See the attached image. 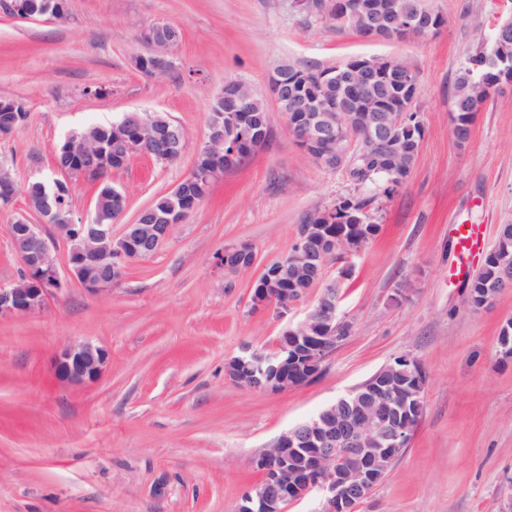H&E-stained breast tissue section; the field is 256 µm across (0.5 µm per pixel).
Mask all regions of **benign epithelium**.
Wrapping results in <instances>:
<instances>
[{
    "instance_id": "obj_1",
    "label": "benign epithelium",
    "mask_w": 512,
    "mask_h": 512,
    "mask_svg": "<svg viewBox=\"0 0 512 512\" xmlns=\"http://www.w3.org/2000/svg\"><path fill=\"white\" fill-rule=\"evenodd\" d=\"M0 10L23 20L38 17L60 18L65 14L57 2L38 14L24 12L21 0H0ZM325 17L331 21L355 22L360 34L377 39L421 38L439 30L444 18L424 9H408L382 0H330ZM140 41L147 52L134 59L135 66L153 78L170 74L172 50L178 43L177 29L167 23L141 30ZM493 50L481 49L469 61L470 74L453 100L451 112H475L481 100L506 88H512V27H499L492 40ZM279 109L286 116L298 147L315 163L323 165L334 158L347 156L345 139L356 126L364 139V149L371 155L385 151L399 164L407 151L394 149L400 119L412 111L418 84L414 72L390 59L357 57L338 68L310 79L289 64L277 66L269 82ZM255 92L245 82L229 79L213 102L224 111L208 117V140L204 151L214 159L226 156L231 162L235 152L226 147L243 141L250 151L261 148L269 138L267 129L245 130L244 121ZM0 110L13 115L12 121L0 124V135L7 136L19 128L26 106L20 100L0 101ZM119 129L130 138L128 156L161 157L172 162L179 158L187 142L180 127L155 118L147 112H127ZM79 162L76 167L55 165V172L66 180L56 186L71 189L70 179L94 188L112 183V150L82 133L73 132L55 146ZM223 175L216 167L200 182L194 170L183 182L202 183L201 192L187 200L181 185L171 190L177 204L157 224H127L120 237L112 236V225L103 219L88 223H71L66 228L53 227L46 234L40 224L24 219L8 225L14 252L22 265L20 277L9 287H0V318L29 314L41 310L52 291L62 287L55 251L58 241L67 244L68 275L82 288L102 295L119 281L128 262L153 255L168 238L173 227L186 218L206 197L213 181ZM19 189L10 169L0 164V199L12 202ZM329 258L309 250L301 239L283 260L266 273V287L254 291L258 305L272 303L286 313L306 300L305 294L288 287V268L320 264ZM345 323L339 316L336 285L322 291L303 320L289 326L270 353L246 350L233 358L230 366L235 381L254 390L286 391L297 386L288 377V365L303 366L311 377L321 372L325 356L336 349V325ZM109 361V352L92 341L63 344L52 357L56 376L69 385L96 381ZM404 376L414 378L413 386L399 390ZM426 376L417 360L402 357L387 369L350 390L314 417L281 433L256 460L263 479L244 493L239 512H284L290 501L312 495L319 501L314 512H353L355 503L374 489L377 472L386 469L393 449L401 446L412 430L408 404L421 400ZM349 460L337 468L339 458Z\"/></svg>"
}]
</instances>
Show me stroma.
<instances>
[{"mask_svg":"<svg viewBox=\"0 0 512 512\" xmlns=\"http://www.w3.org/2000/svg\"><path fill=\"white\" fill-rule=\"evenodd\" d=\"M436 33L365 38L311 17L296 0H69L63 20L0 13V96L27 120L0 138V162L18 187L50 174L54 147L73 131L128 112L182 126V155L136 157L113 171L126 198L121 235L139 211L194 167L211 100L236 78L267 102L272 136L215 180L204 202L158 251L131 262L109 293L66 281L45 307L0 319V512H238L262 475L256 458L395 358L417 360L427 383L411 440L355 512H506L512 502V358L498 344L512 319V288L472 310L466 284L512 223V91L478 111L465 145L452 135L456 75L468 53L512 21V0H427ZM178 28L174 70L149 78L133 65L139 29ZM353 57L400 61L417 75L423 130L407 182L377 196V234L346 263L339 312L352 330L314 381L259 391L230 379L244 348L272 350L305 306H256L253 285L286 256L303 220L353 195L346 168L314 164L272 102L280 64L328 68ZM105 86L102 98L87 95ZM39 223L24 198L0 208V286L21 273L8 226ZM479 225L480 253H461L457 227ZM251 247L233 270L224 251ZM105 346L110 362L87 386L58 379L50 362L66 342Z\"/></svg>","mask_w":512,"mask_h":512,"instance_id":"obj_1","label":"stroma"}]
</instances>
